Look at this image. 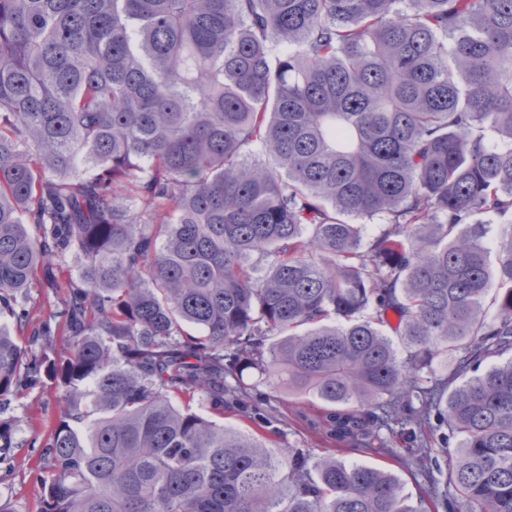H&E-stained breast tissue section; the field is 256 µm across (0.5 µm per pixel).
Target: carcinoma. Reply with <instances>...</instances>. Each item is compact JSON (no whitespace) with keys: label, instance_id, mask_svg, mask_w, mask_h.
Returning <instances> with one entry per match:
<instances>
[{"label":"carcinoma","instance_id":"carcinoma-1","mask_svg":"<svg viewBox=\"0 0 512 512\" xmlns=\"http://www.w3.org/2000/svg\"><path fill=\"white\" fill-rule=\"evenodd\" d=\"M507 214L512 0H0V462L51 375L40 512H512ZM29 305L32 308V316L35 321L47 320L58 306V299L53 291L43 288L38 284L30 290ZM54 385L45 383L32 390L13 403L8 415L18 420L16 441H31L37 435H43L58 419L59 402ZM281 433L277 438V444L273 448H310L314 455H319L325 447L310 434L299 429L292 421L288 413V426L279 425ZM337 453L346 461L362 462L393 471L401 479L404 487V493L411 497V502H417L419 484L423 483L422 478H419L418 481H416L410 473L403 470L393 459L384 455L375 454L368 450H365V453L358 451H344Z\"/></svg>","mask_w":512,"mask_h":512}]
</instances>
